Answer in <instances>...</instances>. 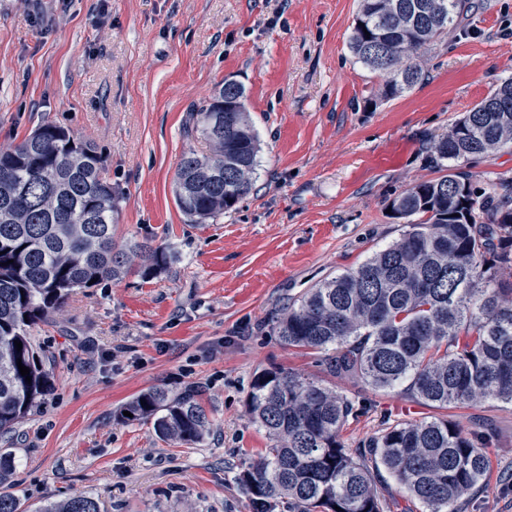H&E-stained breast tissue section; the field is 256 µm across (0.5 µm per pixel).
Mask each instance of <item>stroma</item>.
<instances>
[{"label": "stroma", "instance_id": "35a3bbf8", "mask_svg": "<svg viewBox=\"0 0 512 512\" xmlns=\"http://www.w3.org/2000/svg\"><path fill=\"white\" fill-rule=\"evenodd\" d=\"M358 0H0V149L38 125L92 141L117 193V239L148 238L174 262L73 294L31 331L51 391L0 448L29 508L88 493L103 512H253L233 482L269 445L247 410L255 373L320 377L271 320L320 280L400 235L388 212L439 177L429 144L512 78V0H467L465 21L418 54L425 78L380 96L350 48ZM234 77L260 140L253 191L188 223L173 194L188 111ZM477 189L512 180V146L475 159ZM160 386L192 392L212 420L195 445L159 439L117 410ZM358 413L341 430L359 450L386 421L433 408L340 380ZM491 434V473L460 512H512V406L452 410Z\"/></svg>", "mask_w": 512, "mask_h": 512}]
</instances>
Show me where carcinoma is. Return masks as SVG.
<instances>
[{
  "mask_svg": "<svg viewBox=\"0 0 512 512\" xmlns=\"http://www.w3.org/2000/svg\"><path fill=\"white\" fill-rule=\"evenodd\" d=\"M464 0H358L349 47L382 78L381 95L419 85L425 46L458 25ZM242 84L213 91L189 113L190 148L175 173V200L198 223L232 209L253 187L259 143ZM512 144V79L430 143L442 175L410 185L390 203L406 220L400 237L358 267L315 284L277 314L288 348L317 356L330 379L375 392L398 389L439 410L494 398L512 406V208L498 190L473 186V158ZM116 191L96 146L53 124L0 149V434H11L51 390L30 329L79 289L162 272L170 253L149 239H115ZM22 342L16 350L14 341ZM29 368L31 382L17 363ZM269 448L234 474L254 512H385L377 478L386 472L424 512H460L489 472L479 432L443 414L394 421L356 453L340 430L354 402L336 387L279 368L255 374L247 398ZM122 410L154 419L163 441L192 445L211 420L195 395L154 387ZM12 453L0 449V512H29L3 487ZM36 512H101L92 495L47 501Z\"/></svg>",
  "mask_w": 512,
  "mask_h": 512,
  "instance_id": "1",
  "label": "carcinoma"
}]
</instances>
